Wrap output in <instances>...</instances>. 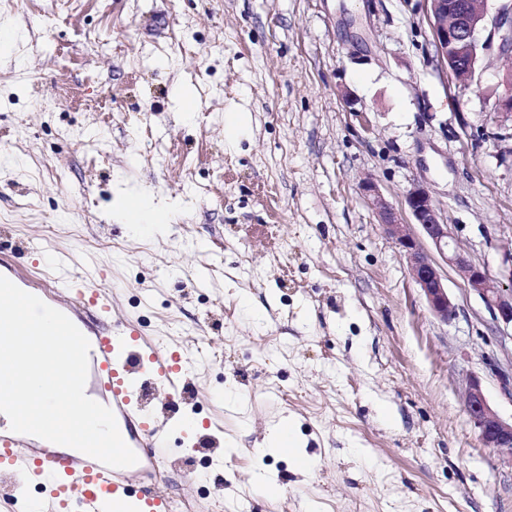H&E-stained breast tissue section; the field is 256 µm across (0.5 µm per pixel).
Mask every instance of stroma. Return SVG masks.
Wrapping results in <instances>:
<instances>
[{"instance_id":"stroma-1","label":"stroma","mask_w":512,"mask_h":512,"mask_svg":"<svg viewBox=\"0 0 512 512\" xmlns=\"http://www.w3.org/2000/svg\"><path fill=\"white\" fill-rule=\"evenodd\" d=\"M0 20L21 33L0 55V259L44 286L48 256L69 252L79 291L105 292L112 314L78 294L59 305L179 351L175 403H153L224 440L173 429L135 490L192 512H512V455L483 447L465 410L476 376L512 418V346L450 267L456 315L430 311L361 191L400 210L424 185L503 276L512 165L492 134L511 59L453 75L425 0H0ZM231 106L251 115L236 145ZM143 189L174 209L166 235L113 222L122 191ZM282 416L308 476L259 447Z\"/></svg>"}]
</instances>
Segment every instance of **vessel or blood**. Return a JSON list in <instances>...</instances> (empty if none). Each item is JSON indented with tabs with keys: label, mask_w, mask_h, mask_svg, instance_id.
Masks as SVG:
<instances>
[{
	"label": "vessel or blood",
	"mask_w": 512,
	"mask_h": 512,
	"mask_svg": "<svg viewBox=\"0 0 512 512\" xmlns=\"http://www.w3.org/2000/svg\"><path fill=\"white\" fill-rule=\"evenodd\" d=\"M50 263L58 271L56 292L72 290L67 269L70 258L59 252ZM89 364L109 392L120 434L138 457L154 459L169 433L168 417L148 404L151 390L168 388L182 373V358L159 354L153 345L130 327H115L90 343ZM20 441L0 435V481L8 483L10 495L26 497L30 485L49 492L39 503L40 512H172L171 502L156 494H137L131 488L133 468H114L88 456L50 453L25 455Z\"/></svg>",
	"instance_id": "1"
}]
</instances>
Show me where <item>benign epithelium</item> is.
I'll use <instances>...</instances> for the list:
<instances>
[{"label":"benign epithelium","instance_id":"benign-epithelium-1","mask_svg":"<svg viewBox=\"0 0 512 512\" xmlns=\"http://www.w3.org/2000/svg\"><path fill=\"white\" fill-rule=\"evenodd\" d=\"M426 13L440 61L457 77L475 74L480 56L495 48L501 56L512 59V0L503 4L492 17L481 6V0H426ZM487 37H482L483 32ZM505 92L495 100L499 141L512 139V69L502 79ZM387 236L404 251L412 278L421 289L429 308L448 320L455 308L448 296L441 265L454 269L468 288L482 299L503 325L512 327V268L509 284L489 275L462 251L444 222L429 192L419 184L405 193V204L413 225L431 245L428 252L410 224L371 182L363 183ZM465 408L470 421L486 448L512 450V421L504 420L491 406L481 382L473 378L467 389Z\"/></svg>","mask_w":512,"mask_h":512}]
</instances>
